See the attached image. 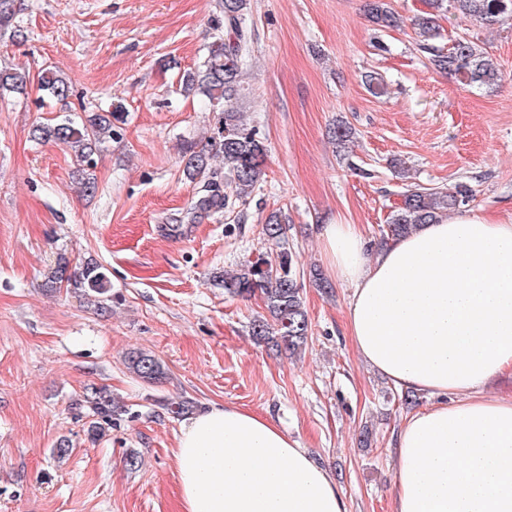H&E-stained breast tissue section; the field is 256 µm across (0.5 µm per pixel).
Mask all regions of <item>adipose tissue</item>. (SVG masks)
I'll return each mask as SVG.
<instances>
[{"label": "adipose tissue", "mask_w": 512, "mask_h": 512, "mask_svg": "<svg viewBox=\"0 0 512 512\" xmlns=\"http://www.w3.org/2000/svg\"><path fill=\"white\" fill-rule=\"evenodd\" d=\"M351 285L359 357L402 390L433 396L393 436L394 512H512V224L468 214L424 224L369 255L355 224L321 233ZM181 512H347L338 483L271 419L212 405L181 426Z\"/></svg>", "instance_id": "obj_1"}]
</instances>
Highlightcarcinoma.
<instances>
[{
    "label": "carcinoma",
    "mask_w": 512,
    "mask_h": 512,
    "mask_svg": "<svg viewBox=\"0 0 512 512\" xmlns=\"http://www.w3.org/2000/svg\"><path fill=\"white\" fill-rule=\"evenodd\" d=\"M250 0H216V34L207 45L203 64L183 75L188 90H198L210 104L224 106V121L210 147L190 144L184 151V171L190 181H201L202 194L192 209L200 213H232L265 176L267 148L255 127L244 123L234 107L242 90V77L251 58V31L246 24ZM454 9L471 22L492 24L512 17V0H429V11L414 19L417 49L428 64L461 83L483 87L501 80V74L489 53L466 36L454 39L448 48L435 44L439 35L438 17ZM367 12L372 22L382 28L400 26V16L387 0H368ZM15 0H0V32L11 31L15 40L25 39L24 30L15 24ZM30 83L26 72L0 70V92L22 94ZM40 89L57 100L70 96L67 81L51 70L40 77ZM112 112L94 113L76 120L67 114L53 124L39 125L33 137L42 142L62 145L73 152L83 166L94 165V155L112 138ZM224 159V172L213 168L211 159ZM400 201L390 211L387 228L379 245L406 235L421 224H436L473 197L472 189L459 185L453 192L438 188L409 186L399 193ZM288 227L274 214L262 225L263 239L270 251L234 270L224 271V292L242 298L259 295L266 314L255 318L249 333L259 345L280 355L295 357L305 350L310 324L303 301V277L297 271L288 248ZM104 313L112 302V289L105 268L93 259L71 264L59 259L47 282L51 290L60 287ZM129 371L150 385L163 382L167 366L153 352L133 349L125 356ZM83 402L97 416L87 429L88 439L96 441L105 426L122 413V407L105 387L85 389Z\"/></svg>",
    "instance_id": "1"
}]
</instances>
